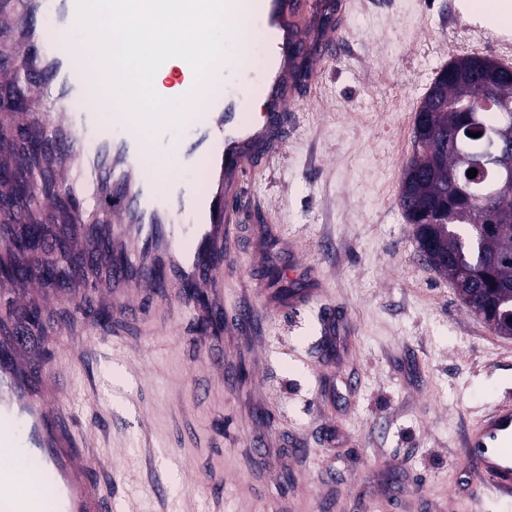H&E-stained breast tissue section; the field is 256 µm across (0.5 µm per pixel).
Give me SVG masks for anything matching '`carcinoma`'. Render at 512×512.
Here are the masks:
<instances>
[{"label":"carcinoma","mask_w":512,"mask_h":512,"mask_svg":"<svg viewBox=\"0 0 512 512\" xmlns=\"http://www.w3.org/2000/svg\"><path fill=\"white\" fill-rule=\"evenodd\" d=\"M472 55L455 59L434 79L417 109L415 151L403 166L398 204L413 226L419 253L434 248L441 262L433 269L461 285L459 298L497 335L512 336V222L499 221L495 195L496 158L512 152V133L500 127L498 116L512 113V67ZM491 88L494 105L471 110ZM481 133L473 138L468 133ZM6 174L22 178L41 167L34 155L12 156ZM477 170L470 178L467 171ZM10 248L0 257V275L13 277L20 266L38 265L43 242L37 229L23 224L7 231Z\"/></svg>","instance_id":"1"}]
</instances>
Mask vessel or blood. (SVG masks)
Returning <instances> with one entry per match:
<instances>
[{
	"instance_id": "obj_1",
	"label": "vessel or blood",
	"mask_w": 512,
	"mask_h": 512,
	"mask_svg": "<svg viewBox=\"0 0 512 512\" xmlns=\"http://www.w3.org/2000/svg\"><path fill=\"white\" fill-rule=\"evenodd\" d=\"M326 8L325 0H233L227 18L232 42L244 43L249 30L262 27L271 68L255 85L241 75L237 57H224L212 88L184 109L183 138H164L155 148L159 168L149 172L139 129L120 106H113L106 127L99 106L84 103L91 76L77 66L71 47L80 30L78 0H0V29L16 37L15 63L0 70V83L24 79L36 104L52 102L47 122L21 108L0 129L10 138L42 141L46 176L75 201L76 215L99 219L96 235L75 240L89 256L76 276L78 287L106 271L112 284L106 297L127 320L164 288L203 289L220 299L233 225L251 203L245 188L254 163L250 148L292 124L302 27ZM36 12L51 20L56 40L34 36L30 18ZM341 40L340 30H330L311 81L333 61ZM255 93L264 111L252 122L243 109ZM188 169L204 171L203 193L180 190L175 173ZM25 342L19 334L0 336V351L7 354L0 362V455L23 450L39 457L43 469L0 467V512H44L49 500L57 512H113L112 492L96 477L101 463L76 434L74 416L62 402L59 374L27 352ZM464 446L480 489L511 495L512 402L488 408Z\"/></svg>"
}]
</instances>
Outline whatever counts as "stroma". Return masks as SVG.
<instances>
[{
    "instance_id": "stroma-1",
    "label": "stroma",
    "mask_w": 512,
    "mask_h": 512,
    "mask_svg": "<svg viewBox=\"0 0 512 512\" xmlns=\"http://www.w3.org/2000/svg\"><path fill=\"white\" fill-rule=\"evenodd\" d=\"M347 52L301 86L283 148L255 157L224 270V326L178 294L121 323L72 282L43 359L138 512H512L478 494L467 430L512 400V336L461 303L397 205L417 108L449 60L512 56V25L468 0H355ZM256 328L233 329L240 306ZM224 349V376L203 354Z\"/></svg>"
}]
</instances>
